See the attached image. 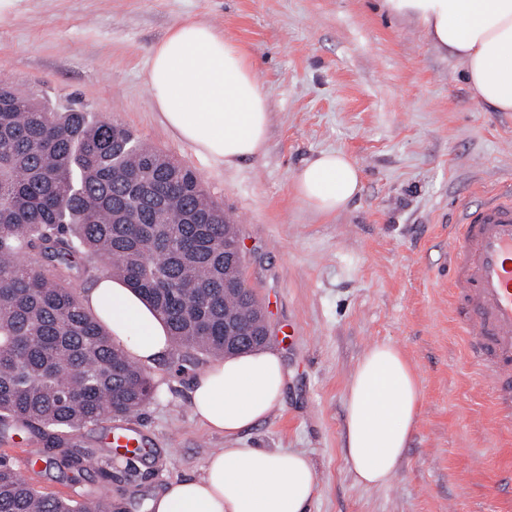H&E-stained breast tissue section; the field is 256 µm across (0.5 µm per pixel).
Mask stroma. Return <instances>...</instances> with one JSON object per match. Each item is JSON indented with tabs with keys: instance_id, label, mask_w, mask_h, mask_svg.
Returning <instances> with one entry per match:
<instances>
[{
	"instance_id": "obj_1",
	"label": "stroma",
	"mask_w": 512,
	"mask_h": 512,
	"mask_svg": "<svg viewBox=\"0 0 512 512\" xmlns=\"http://www.w3.org/2000/svg\"><path fill=\"white\" fill-rule=\"evenodd\" d=\"M197 21L248 53L267 98L264 150L233 168L196 153L162 124L147 84L150 52L176 24ZM58 109L80 102L196 170L239 228L244 278L267 320L268 348L288 381L279 409L239 448H284L315 463L310 512H512V431L494 422L455 330L448 227L478 188L512 181V112L479 101L462 64L381 0H21L0 22V78ZM324 151L361 169V191L333 215L293 191ZM400 348L422 404L405 457L383 486L350 475L342 451L345 392L375 344ZM211 359L182 352L146 372L154 396L138 414L82 430L84 488L112 512H150L173 480L202 475L224 447L194 417L195 376ZM133 426L139 456L114 458L112 429ZM33 448L38 490L75 498L57 451L24 429L0 431V453Z\"/></svg>"
}]
</instances>
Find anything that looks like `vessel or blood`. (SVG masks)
<instances>
[{"label":"vessel or blood","mask_w":512,"mask_h":512,"mask_svg":"<svg viewBox=\"0 0 512 512\" xmlns=\"http://www.w3.org/2000/svg\"><path fill=\"white\" fill-rule=\"evenodd\" d=\"M452 310L472 366L492 387L495 418L512 430V184L482 191L448 246Z\"/></svg>","instance_id":"1"}]
</instances>
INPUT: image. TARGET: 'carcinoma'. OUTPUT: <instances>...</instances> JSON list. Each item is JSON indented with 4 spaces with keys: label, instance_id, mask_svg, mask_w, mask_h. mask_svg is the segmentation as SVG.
I'll return each mask as SVG.
<instances>
[{
    "label": "carcinoma",
    "instance_id": "cac0c4a2",
    "mask_svg": "<svg viewBox=\"0 0 512 512\" xmlns=\"http://www.w3.org/2000/svg\"><path fill=\"white\" fill-rule=\"evenodd\" d=\"M98 262L145 298L190 361L231 353L226 317L266 335L237 225L195 170L127 127L80 107L53 112L1 78L0 425L57 449L77 484L88 460L71 438L154 395L72 286ZM0 512L112 509L44 494L1 455Z\"/></svg>",
    "mask_w": 512,
    "mask_h": 512
}]
</instances>
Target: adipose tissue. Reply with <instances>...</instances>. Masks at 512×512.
Segmentation results:
<instances>
[{"label":"adipose tissue","mask_w":512,"mask_h":512,"mask_svg":"<svg viewBox=\"0 0 512 512\" xmlns=\"http://www.w3.org/2000/svg\"><path fill=\"white\" fill-rule=\"evenodd\" d=\"M392 15L415 20L462 63L478 100L512 112V0H383ZM162 123L196 152L227 167L257 156L268 134L267 101L253 62L211 25L189 21L153 46L147 77ZM296 196L321 214L347 207L361 189L359 167L323 152L294 175ZM85 307L135 361L167 357L171 341L159 315L122 281L100 278ZM281 356L254 350L217 361L192 384L199 423L231 445L211 453L200 477L175 480L152 512H308L318 490L315 463L281 448H237L245 430L281 405ZM418 379L403 353L370 348L346 389L343 455L355 482L382 485L396 471L419 415Z\"/></svg>","instance_id":"1"}]
</instances>
